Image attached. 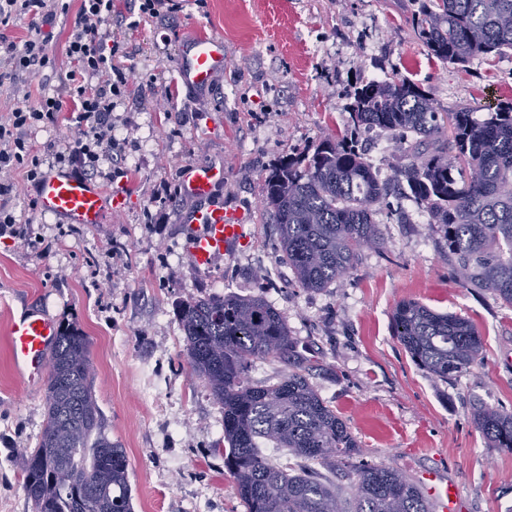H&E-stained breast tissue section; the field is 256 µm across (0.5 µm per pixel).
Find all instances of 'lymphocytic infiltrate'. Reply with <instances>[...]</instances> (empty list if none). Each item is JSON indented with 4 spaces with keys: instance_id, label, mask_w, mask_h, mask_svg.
Instances as JSON below:
<instances>
[{
    "instance_id": "obj_1",
    "label": "lymphocytic infiltrate",
    "mask_w": 512,
    "mask_h": 512,
    "mask_svg": "<svg viewBox=\"0 0 512 512\" xmlns=\"http://www.w3.org/2000/svg\"><path fill=\"white\" fill-rule=\"evenodd\" d=\"M113 10V0H81L75 11L68 0H0V87L13 93L55 68L50 46L56 20L73 19L65 42L71 68L60 89L22 100L0 117V238H30L28 226L16 219L11 206L13 173L22 172L28 182L40 184L42 156L48 152L75 174L92 178L100 174V161L116 164L125 157L126 139L112 133V113L127 88L123 67L114 63L122 43L105 30ZM25 17L30 20L29 34L19 43L7 30ZM65 109L76 136L38 148L31 139L33 129L57 123Z\"/></svg>"
}]
</instances>
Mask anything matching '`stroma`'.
Returning <instances> with one entry per match:
<instances>
[{
	"instance_id": "stroma-1",
	"label": "stroma",
	"mask_w": 512,
	"mask_h": 512,
	"mask_svg": "<svg viewBox=\"0 0 512 512\" xmlns=\"http://www.w3.org/2000/svg\"><path fill=\"white\" fill-rule=\"evenodd\" d=\"M174 12L119 28L131 92L114 134L135 135L115 186L125 207L93 227L43 216L37 192L14 177L13 203L48 253L0 238V512H32L19 479L44 414V381L20 380L7 326L31 311L74 321L91 341L94 390L105 433L125 448L134 512H245L224 469L223 419L183 354L179 301L264 294L308 366L307 378L346 419L362 461L414 482L454 484L458 512H512V452L488 447L472 414L512 411V307L461 286L441 258L443 241L403 195L376 216L382 244L321 291L300 288L265 209L262 176L286 155L313 150L347 129L349 94L368 79L406 78L439 110L512 100V53L451 65L412 31L419 0H176ZM224 41L211 86L182 81L175 60L187 36ZM194 163L223 167L209 203L248 217V245L200 267L191 259L183 190ZM404 299L469 318L481 364L445 382L420 370L392 333Z\"/></svg>"
}]
</instances>
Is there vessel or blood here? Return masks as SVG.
Wrapping results in <instances>:
<instances>
[{
  "label": "vessel or blood",
  "mask_w": 512,
  "mask_h": 512,
  "mask_svg": "<svg viewBox=\"0 0 512 512\" xmlns=\"http://www.w3.org/2000/svg\"><path fill=\"white\" fill-rule=\"evenodd\" d=\"M184 81L197 87L209 86L217 71L224 67V41L216 36H189L177 57ZM223 168L196 163L185 174V190L202 204L190 219L188 251L197 265H209L220 255L244 246L247 236L243 213L207 204L215 182L223 180ZM40 211L68 224L92 226L105 223L107 217L123 205V197L104 191L89 180L60 172L47 176L38 190ZM57 326L40 312L12 318L7 335L13 365L22 379L43 376ZM427 489L439 512H456L458 494L434 475H427Z\"/></svg>",
  "instance_id": "b4317fda"
}]
</instances>
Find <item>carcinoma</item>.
Listing matches in <instances>:
<instances>
[{"label":"carcinoma","instance_id":"1","mask_svg":"<svg viewBox=\"0 0 512 512\" xmlns=\"http://www.w3.org/2000/svg\"><path fill=\"white\" fill-rule=\"evenodd\" d=\"M430 55L464 65L512 50V0H424L413 18ZM349 129L311 153L288 156L262 177L282 253L299 287H328L359 251L381 244L375 215L405 190L444 240L441 253L458 282L512 306V102L482 119L469 109L440 112L417 84L371 80L351 94ZM387 133L402 163L381 180L359 131ZM176 317L184 354L224 409V469L247 512H343L339 488L314 472L290 473L264 448L306 461L343 464L353 512H431L419 486L398 470L351 459L362 454L347 421L290 361L295 341L262 296L213 295L181 301ZM393 335L413 363L445 381L483 359L474 323L413 300L397 304ZM288 360L271 385L246 380L255 360ZM91 342L75 322L58 326L44 420L21 455L22 487L33 512H133L126 451L103 432ZM476 428L491 448L512 450V412L481 407ZM67 472L72 481L59 475Z\"/></svg>","mask_w":512,"mask_h":512}]
</instances>
